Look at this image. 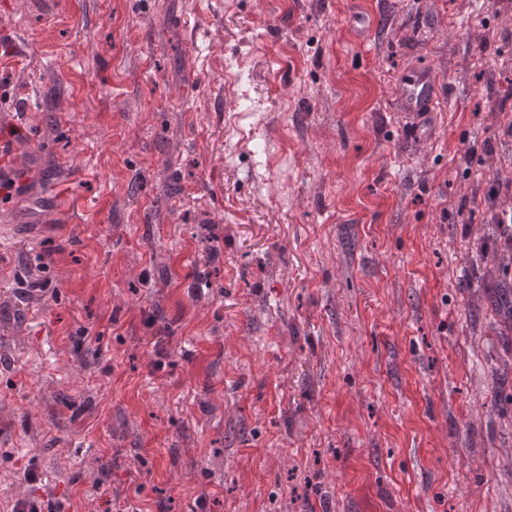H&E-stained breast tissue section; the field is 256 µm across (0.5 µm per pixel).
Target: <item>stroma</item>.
Masks as SVG:
<instances>
[{
	"label": "stroma",
	"instance_id": "35a3bbf8",
	"mask_svg": "<svg viewBox=\"0 0 512 512\" xmlns=\"http://www.w3.org/2000/svg\"><path fill=\"white\" fill-rule=\"evenodd\" d=\"M0 84V512H512V0H0ZM437 74L426 64L412 66L404 71L397 82L396 108L419 124L433 112H437Z\"/></svg>",
	"mask_w": 512,
	"mask_h": 512
}]
</instances>
